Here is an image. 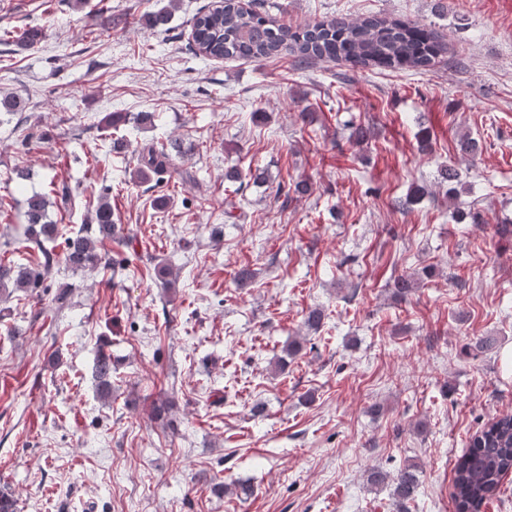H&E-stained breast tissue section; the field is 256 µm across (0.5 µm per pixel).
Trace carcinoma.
<instances>
[{
    "label": "carcinoma",
    "instance_id": "carcinoma-1",
    "mask_svg": "<svg viewBox=\"0 0 512 512\" xmlns=\"http://www.w3.org/2000/svg\"><path fill=\"white\" fill-rule=\"evenodd\" d=\"M175 0L168 5L145 14L143 22L150 30L162 29L171 22ZM194 52L207 59H246L262 63L289 50L302 62L342 61L353 66L376 68H414L426 70L444 51V43L437 31L412 21L386 20L365 17L349 21L343 17L314 20L292 27L278 23L263 3L244 8L237 0H223L219 6L200 11L192 19L191 29ZM45 38L40 26L30 27L17 36L22 49H32ZM27 102L13 93H0V116L16 119L15 130L25 131L24 112ZM153 114L139 112H111L103 118L108 127H118L133 122L141 127L152 125ZM194 144L174 139L168 147H154L138 151V179L150 180L151 176L166 173L170 177L185 179L192 174L178 167V163L192 155ZM441 178L448 182V196L456 200L460 184L458 171L453 167L441 171ZM52 202L46 193L34 192L24 199V230L27 248L41 254L37 266L0 262V295L7 289L35 288L44 279L53 276L57 266L56 254L50 246L60 236L57 224L49 218ZM96 229L101 240L110 239L116 232L112 219V205L103 195L95 210ZM63 258L73 270L95 268L102 262L96 240L83 230L64 238ZM93 377L100 397L112 395V358L102 351L95 359ZM512 472V415L491 421L472 437L468 448L455 461L452 496L458 512H466L491 497L503 479ZM421 468L410 463L399 469L393 477L373 470L367 476L372 486L388 483L390 495L396 506L403 508L414 500L421 485Z\"/></svg>",
    "mask_w": 512,
    "mask_h": 512
}]
</instances>
